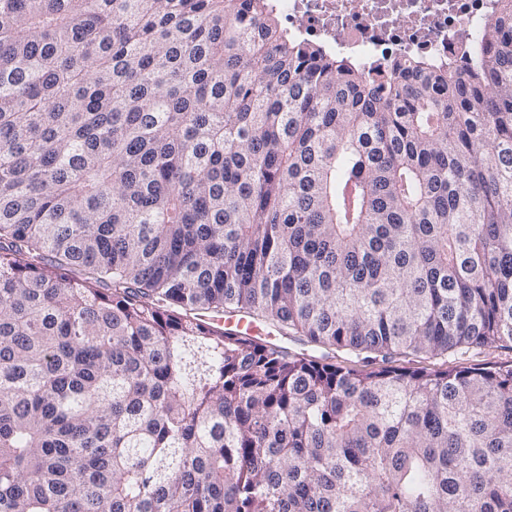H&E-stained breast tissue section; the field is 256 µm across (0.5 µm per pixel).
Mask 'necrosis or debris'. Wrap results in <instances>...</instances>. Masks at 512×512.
Instances as JSON below:
<instances>
[{"label":"necrosis or debris","mask_w":512,"mask_h":512,"mask_svg":"<svg viewBox=\"0 0 512 512\" xmlns=\"http://www.w3.org/2000/svg\"><path fill=\"white\" fill-rule=\"evenodd\" d=\"M289 36L382 68L402 55L460 71L503 16L504 0H268Z\"/></svg>","instance_id":"obj_1"}]
</instances>
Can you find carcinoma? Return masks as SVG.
I'll list each match as a JSON object with an SVG mask.
<instances>
[{
	"label": "carcinoma",
	"mask_w": 512,
	"mask_h": 512,
	"mask_svg": "<svg viewBox=\"0 0 512 512\" xmlns=\"http://www.w3.org/2000/svg\"><path fill=\"white\" fill-rule=\"evenodd\" d=\"M502 343L512 21L373 77L265 0H0V512H512Z\"/></svg>",
	"instance_id": "obj_1"
}]
</instances>
